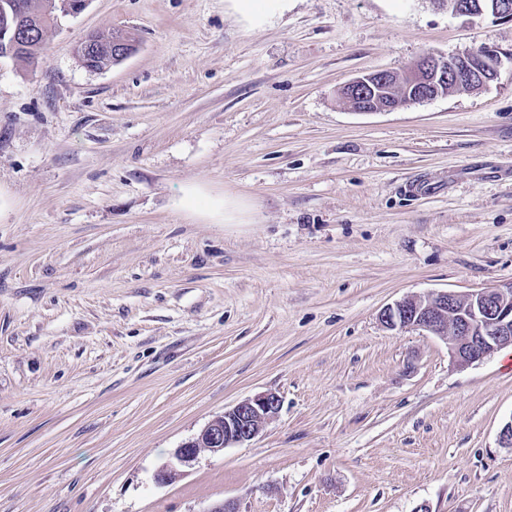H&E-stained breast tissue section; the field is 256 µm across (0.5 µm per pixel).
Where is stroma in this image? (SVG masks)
<instances>
[{"mask_svg":"<svg viewBox=\"0 0 512 512\" xmlns=\"http://www.w3.org/2000/svg\"><path fill=\"white\" fill-rule=\"evenodd\" d=\"M130 30L100 73L73 48ZM482 46L497 80L390 112L340 87ZM244 205L224 221V199ZM512 280V22L441 0H87L0 59V512H512V359L386 328ZM278 413L174 478L246 398ZM229 8L251 27H261L288 9L289 0H227Z\"/></svg>","mask_w":512,"mask_h":512,"instance_id":"stroma-1","label":"stroma"}]
</instances>
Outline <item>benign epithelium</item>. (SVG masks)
<instances>
[{
    "instance_id": "1",
    "label": "benign epithelium",
    "mask_w": 512,
    "mask_h": 512,
    "mask_svg": "<svg viewBox=\"0 0 512 512\" xmlns=\"http://www.w3.org/2000/svg\"><path fill=\"white\" fill-rule=\"evenodd\" d=\"M442 2L454 16L512 21V0ZM499 63L496 50L488 46L450 58L428 55L400 73H362L346 82L339 95L356 112H389L445 92L485 88L497 79ZM380 320L389 329L415 328L447 340L454 362L468 366L512 345V282L466 294L444 291L407 296L384 309ZM279 407L280 399L272 392L244 399L211 420L176 449L173 457L186 466L202 450L219 453L241 445L258 435Z\"/></svg>"
}]
</instances>
